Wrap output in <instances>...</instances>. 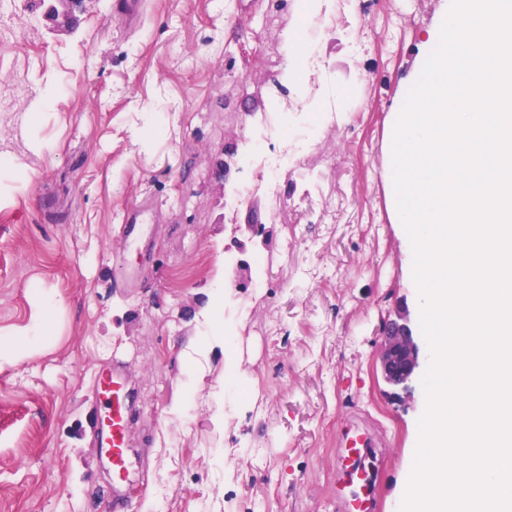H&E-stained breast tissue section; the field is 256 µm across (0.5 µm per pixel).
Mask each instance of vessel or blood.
Returning <instances> with one entry per match:
<instances>
[{
  "instance_id": "obj_1",
  "label": "vessel or blood",
  "mask_w": 512,
  "mask_h": 512,
  "mask_svg": "<svg viewBox=\"0 0 512 512\" xmlns=\"http://www.w3.org/2000/svg\"><path fill=\"white\" fill-rule=\"evenodd\" d=\"M151 209V201L146 200L137 209L124 213L122 222L129 238L140 239L141 225ZM94 384L98 390L111 393V424L101 439L102 447L112 459V498L105 512H125L129 400L124 390L121 366L115 364L99 369L94 375ZM382 454V446L376 443L370 431L354 422L342 425L338 450L339 476L329 499L333 512H379V461Z\"/></svg>"
}]
</instances>
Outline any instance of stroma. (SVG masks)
I'll return each mask as SVG.
<instances>
[{
    "mask_svg": "<svg viewBox=\"0 0 512 512\" xmlns=\"http://www.w3.org/2000/svg\"><path fill=\"white\" fill-rule=\"evenodd\" d=\"M442 0H347L321 55L322 88L271 110L272 52H285L271 0H146L137 21L98 0L75 32L30 26L21 0L0 39V337L54 295L44 343L0 355V512H103L112 464L97 445L106 413L97 367L126 369L130 512H325L337 433L349 417L382 437L380 512H399L426 409L423 388L388 393L379 330L417 290L391 222L383 151L402 82ZM54 84L43 109L35 91ZM340 121L314 125L317 101ZM263 140L332 144L271 189L260 165L240 173L251 115ZM229 164L227 180L217 171ZM253 191L233 212L230 182ZM280 214H273L272 195ZM157 202L149 256L125 238L124 212ZM264 225L263 288L230 284L235 240ZM140 269L134 281L127 271ZM226 282L238 371L224 353L205 372L184 356L209 329L200 316Z\"/></svg>",
    "mask_w": 512,
    "mask_h": 512,
    "instance_id": "obj_1",
    "label": "stroma"
}]
</instances>
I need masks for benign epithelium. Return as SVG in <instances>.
<instances>
[{
	"mask_svg": "<svg viewBox=\"0 0 512 512\" xmlns=\"http://www.w3.org/2000/svg\"><path fill=\"white\" fill-rule=\"evenodd\" d=\"M87 0H50L39 3L38 19L50 32L74 31L77 17ZM421 347L410 312L403 307L382 331L379 361L386 383L395 390H406L420 375Z\"/></svg>",
	"mask_w": 512,
	"mask_h": 512,
	"instance_id": "obj_1",
	"label": "benign epithelium"
}]
</instances>
